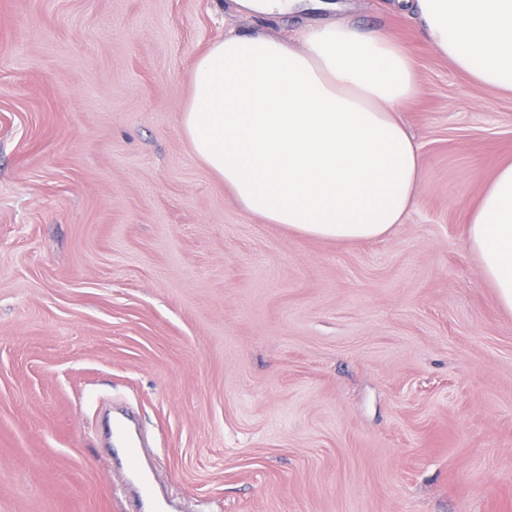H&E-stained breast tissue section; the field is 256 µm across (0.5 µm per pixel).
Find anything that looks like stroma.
Segmentation results:
<instances>
[{
    "mask_svg": "<svg viewBox=\"0 0 512 512\" xmlns=\"http://www.w3.org/2000/svg\"><path fill=\"white\" fill-rule=\"evenodd\" d=\"M389 0H313L409 52L424 183L383 239L240 208L180 125L193 61L284 36L233 0H0V512H133L132 409L181 512H512V311L470 211L512 162L476 88Z\"/></svg>",
    "mask_w": 512,
    "mask_h": 512,
    "instance_id": "obj_1",
    "label": "stroma"
}]
</instances>
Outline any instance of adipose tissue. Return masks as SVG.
Returning a JSON list of instances; mask_svg holds the SVG:
<instances>
[{"label": "adipose tissue", "instance_id": "ef3b65f1", "mask_svg": "<svg viewBox=\"0 0 512 512\" xmlns=\"http://www.w3.org/2000/svg\"><path fill=\"white\" fill-rule=\"evenodd\" d=\"M436 52L481 88L512 92V0H414ZM181 126L245 211L294 233L381 239L424 181L399 116L417 89L404 48L347 22L288 37L228 35L190 69ZM483 278L512 310V163L468 220Z\"/></svg>", "mask_w": 512, "mask_h": 512}]
</instances>
